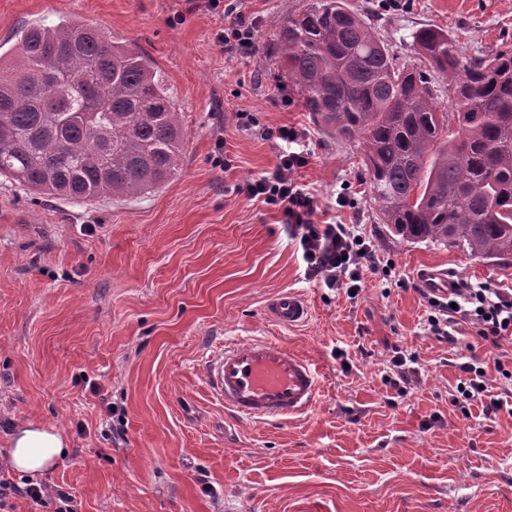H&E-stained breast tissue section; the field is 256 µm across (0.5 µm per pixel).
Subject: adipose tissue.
Masks as SVG:
<instances>
[{"label":"adipose tissue","mask_w":512,"mask_h":512,"mask_svg":"<svg viewBox=\"0 0 512 512\" xmlns=\"http://www.w3.org/2000/svg\"><path fill=\"white\" fill-rule=\"evenodd\" d=\"M65 439L56 429L36 424L17 429L10 439V463L25 474L52 468L63 456Z\"/></svg>","instance_id":"adipose-tissue-1"}]
</instances>
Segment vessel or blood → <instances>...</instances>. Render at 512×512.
<instances>
[{"label":"vessel or blood","instance_id":"vessel-or-blood-1","mask_svg":"<svg viewBox=\"0 0 512 512\" xmlns=\"http://www.w3.org/2000/svg\"><path fill=\"white\" fill-rule=\"evenodd\" d=\"M420 287L447 295L452 281L447 271H418ZM270 320L289 328L309 317L307 301L293 291L276 294L267 306ZM207 381L226 410L258 423L284 422L305 413L320 393V380L310 359L281 341L257 338L225 345L224 353L209 365Z\"/></svg>","mask_w":512,"mask_h":512}]
</instances>
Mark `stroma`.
<instances>
[{
    "label": "stroma",
    "mask_w": 512,
    "mask_h": 512,
    "mask_svg": "<svg viewBox=\"0 0 512 512\" xmlns=\"http://www.w3.org/2000/svg\"><path fill=\"white\" fill-rule=\"evenodd\" d=\"M397 61L412 32L440 26L465 54L512 49V0H350ZM308 0H246L256 24L244 55L215 39L206 0H0V55L20 31L73 19L147 55L176 91L187 144L181 171L156 193L87 203L31 198L0 179V474L10 432L33 421L62 432L67 456L34 484L68 492L74 512H512V416L449 395L461 363L512 366L475 328L457 344L428 336L419 269L512 289V265L400 241L377 218L359 141L338 142L305 112L278 68L276 36ZM253 123L242 127L240 111ZM305 131L301 179L315 220L351 224L379 268L351 300L320 287L284 217L236 191L274 172L271 129ZM346 193L353 207L337 208ZM311 316L269 321L281 291ZM277 339L311 359L317 403L293 420L239 421L208 388L229 342ZM415 355L407 395L385 385L393 349Z\"/></svg>",
    "instance_id": "1"
}]
</instances>
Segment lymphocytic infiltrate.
<instances>
[{
	"label": "lymphocytic infiltrate",
	"mask_w": 512,
	"mask_h": 512,
	"mask_svg": "<svg viewBox=\"0 0 512 512\" xmlns=\"http://www.w3.org/2000/svg\"><path fill=\"white\" fill-rule=\"evenodd\" d=\"M212 9L222 10L228 21L217 39L232 52L246 54L255 40V26L230 0H208ZM286 148L279 156L271 175L244 183L240 191L248 198L281 208L288 234L302 251L308 276L319 280L322 287L345 292L356 299L361 291L364 269L375 260L372 241L357 234L350 224H321L315 221V197L298 178V172L308 162L305 135L293 126L283 125L277 130ZM429 314L426 326L429 335L439 342L457 343L459 325L475 328L478 337L490 344L512 338V289L491 288L480 285L449 289L447 296L426 294ZM460 369L466 378L456 386L451 403L459 409L467 405L488 401L491 410L506 408L503 398H488L485 367L469 362Z\"/></svg>",
	"instance_id": "lymphocytic-infiltrate-1"
}]
</instances>
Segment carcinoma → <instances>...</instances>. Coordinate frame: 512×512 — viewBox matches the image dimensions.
<instances>
[{"label": "carcinoma", "instance_id": "1", "mask_svg": "<svg viewBox=\"0 0 512 512\" xmlns=\"http://www.w3.org/2000/svg\"><path fill=\"white\" fill-rule=\"evenodd\" d=\"M411 38L416 57L396 63L349 0H310L277 35L305 111L362 143L381 223L406 242L511 263L512 51L466 55L431 25ZM14 54L0 58V177L86 203L179 174L175 94L142 52L68 20L29 26ZM444 95L449 112L437 110Z\"/></svg>", "mask_w": 512, "mask_h": 512}]
</instances>
